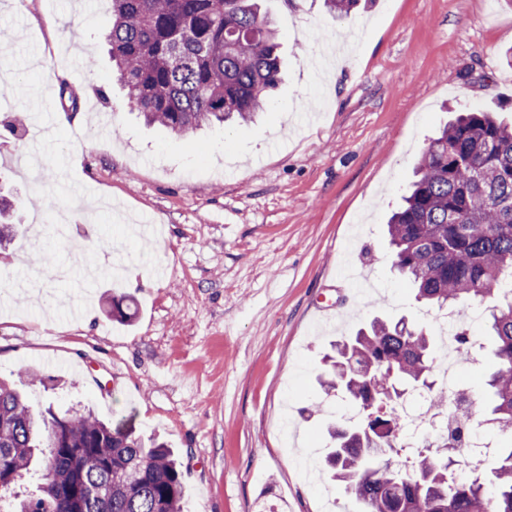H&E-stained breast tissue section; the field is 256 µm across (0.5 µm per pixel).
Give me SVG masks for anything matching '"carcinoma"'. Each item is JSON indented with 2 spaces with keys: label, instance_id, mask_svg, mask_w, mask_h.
I'll list each match as a JSON object with an SVG mask.
<instances>
[{
  "label": "carcinoma",
  "instance_id": "obj_1",
  "mask_svg": "<svg viewBox=\"0 0 512 512\" xmlns=\"http://www.w3.org/2000/svg\"><path fill=\"white\" fill-rule=\"evenodd\" d=\"M338 21L360 0H325ZM109 53L125 106L175 134L231 119L249 122L281 81L278 33L256 0H112ZM0 196V244L17 232ZM393 266L417 301L437 309L464 298L493 300L485 328L494 340L485 386L490 421L512 426V126L491 112H461L434 137L418 179L389 219ZM130 320L128 298L108 310ZM435 343L404 318L373 319L332 344L323 393L359 407L355 425L327 428L323 462L360 512H512V442L502 443L487 482L459 479L455 456L419 448L404 467L390 454L398 417L388 406L417 385L435 390ZM35 489L8 512H183L182 465L174 451L90 409H37L0 380V501L32 475Z\"/></svg>",
  "mask_w": 512,
  "mask_h": 512
}]
</instances>
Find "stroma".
<instances>
[{"label": "stroma", "instance_id": "35a3bbf8", "mask_svg": "<svg viewBox=\"0 0 512 512\" xmlns=\"http://www.w3.org/2000/svg\"><path fill=\"white\" fill-rule=\"evenodd\" d=\"M262 5L285 60L269 103L175 135L124 107L110 0H0V191L20 226L0 249L19 283L0 376L52 377L31 400L164 439L185 512H322L299 462L325 439L305 409L331 342L436 314L394 270L387 218L450 111L512 123V0H376L341 23L323 0Z\"/></svg>", "mask_w": 512, "mask_h": 512}]
</instances>
